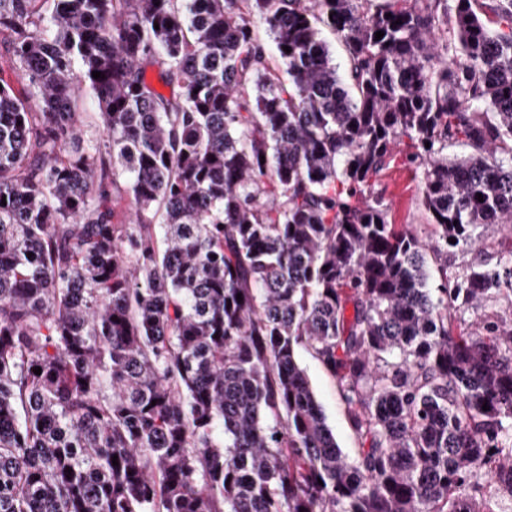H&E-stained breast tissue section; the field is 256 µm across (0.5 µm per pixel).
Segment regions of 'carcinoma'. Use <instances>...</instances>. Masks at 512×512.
Returning <instances> with one entry per match:
<instances>
[{
	"label": "carcinoma",
	"instance_id": "carcinoma-1",
	"mask_svg": "<svg viewBox=\"0 0 512 512\" xmlns=\"http://www.w3.org/2000/svg\"><path fill=\"white\" fill-rule=\"evenodd\" d=\"M0 39V512H512V321L465 319L512 250L448 280L512 238V0H0ZM81 112H84L85 121V139H91L98 136L99 116L95 100L88 94L81 92L80 97ZM374 190L390 202L389 221L392 224H412L419 234L425 236L428 233L430 222L420 203L418 179L403 161L385 170L376 179ZM298 361L308 376L326 422L336 436L340 448L344 453L353 456L358 443L340 402L336 380L308 352L299 351Z\"/></svg>",
	"mask_w": 512,
	"mask_h": 512
}]
</instances>
